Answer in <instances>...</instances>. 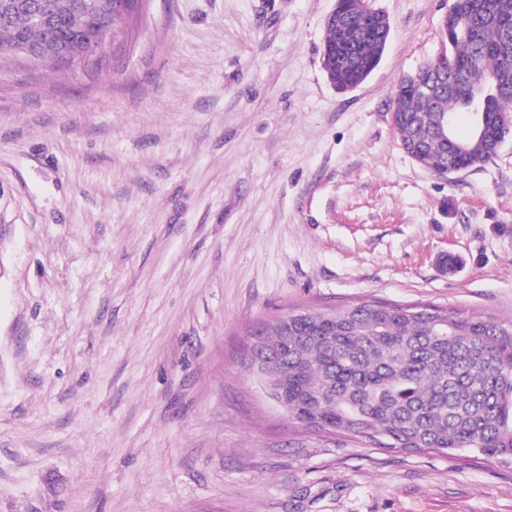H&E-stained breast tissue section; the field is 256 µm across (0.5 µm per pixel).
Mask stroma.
<instances>
[{
    "label": "stroma",
    "mask_w": 512,
    "mask_h": 512,
    "mask_svg": "<svg viewBox=\"0 0 512 512\" xmlns=\"http://www.w3.org/2000/svg\"><path fill=\"white\" fill-rule=\"evenodd\" d=\"M368 2L348 93L336 0H141L103 60L0 56V512H512V467L304 429L249 371L292 311L512 319V137L443 178L392 126L453 0ZM336 0L334 8L326 18L328 22L341 19L350 12L351 22L347 34H339L336 27L327 23L326 39L323 46V65L327 70L336 72L337 90H346L347 83L359 75L366 80L379 65L384 52L389 29L379 35L364 21L379 12L365 6L363 1ZM337 4H340L338 11ZM327 47V51H324Z\"/></svg>",
    "instance_id": "35a3bbf8"
}]
</instances>
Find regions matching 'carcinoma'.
Instances as JSON below:
<instances>
[{"label": "carcinoma", "mask_w": 512, "mask_h": 512, "mask_svg": "<svg viewBox=\"0 0 512 512\" xmlns=\"http://www.w3.org/2000/svg\"><path fill=\"white\" fill-rule=\"evenodd\" d=\"M33 0L0 10V55L14 54L24 37L21 19ZM107 0H55L59 24L32 32L39 58L65 50L68 64L92 55L105 16L91 4ZM460 23L454 45L439 62L448 88L437 97L395 98L402 142L417 148L419 164L476 167L496 147L471 132L440 138V113L467 110L473 89L484 88L480 107L489 120L512 113V0H454ZM378 11L350 2V28L326 24L323 65L336 72V89L379 65L388 33L366 24ZM427 61L399 85L429 79ZM256 348L270 376L283 382L288 415L305 426L365 440L384 448L473 452L512 465V320L495 321L426 305L363 302L327 316L290 312L270 323Z\"/></svg>", "instance_id": "carcinoma-1"}]
</instances>
